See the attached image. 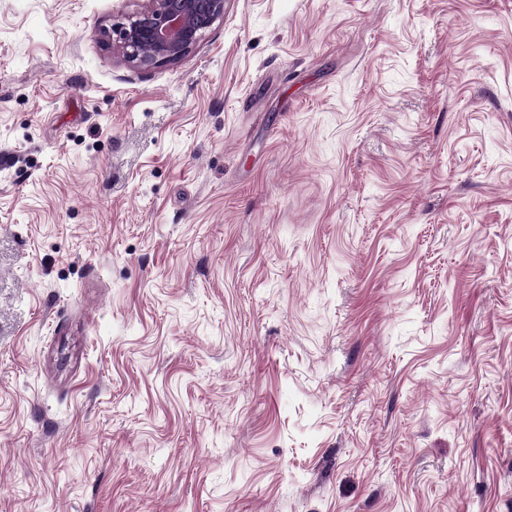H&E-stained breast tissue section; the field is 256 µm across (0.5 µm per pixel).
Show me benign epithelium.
Returning a JSON list of instances; mask_svg holds the SVG:
<instances>
[{"label":"benign epithelium","instance_id":"benign-epithelium-1","mask_svg":"<svg viewBox=\"0 0 512 512\" xmlns=\"http://www.w3.org/2000/svg\"><path fill=\"white\" fill-rule=\"evenodd\" d=\"M112 24V48L130 67L152 70L190 54L224 17L226 0H130Z\"/></svg>","mask_w":512,"mask_h":512}]
</instances>
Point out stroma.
I'll list each match as a JSON object with an SVG mask.
<instances>
[{
    "instance_id": "obj_1",
    "label": "stroma",
    "mask_w": 512,
    "mask_h": 512,
    "mask_svg": "<svg viewBox=\"0 0 512 512\" xmlns=\"http://www.w3.org/2000/svg\"><path fill=\"white\" fill-rule=\"evenodd\" d=\"M0 0V512H512V0ZM112 24V48L130 67L152 70L190 54L224 17L226 0H129ZM115 35V38H114Z\"/></svg>"
}]
</instances>
